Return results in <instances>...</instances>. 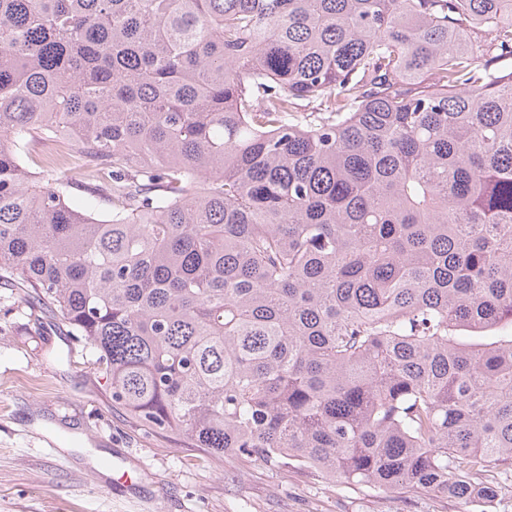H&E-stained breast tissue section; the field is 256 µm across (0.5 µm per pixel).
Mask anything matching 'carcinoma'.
Listing matches in <instances>:
<instances>
[{
  "label": "carcinoma",
  "instance_id": "obj_1",
  "mask_svg": "<svg viewBox=\"0 0 512 512\" xmlns=\"http://www.w3.org/2000/svg\"><path fill=\"white\" fill-rule=\"evenodd\" d=\"M504 59L512 0H0V285L140 427L487 512L512 461Z\"/></svg>",
  "mask_w": 512,
  "mask_h": 512
}]
</instances>
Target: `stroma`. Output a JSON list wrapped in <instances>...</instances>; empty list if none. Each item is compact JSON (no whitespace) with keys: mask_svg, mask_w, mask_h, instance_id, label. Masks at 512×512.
I'll return each mask as SVG.
<instances>
[{"mask_svg":"<svg viewBox=\"0 0 512 512\" xmlns=\"http://www.w3.org/2000/svg\"><path fill=\"white\" fill-rule=\"evenodd\" d=\"M55 314L0 287V512H472L433 492L243 465L133 425Z\"/></svg>","mask_w":512,"mask_h":512,"instance_id":"stroma-1","label":"stroma"}]
</instances>
